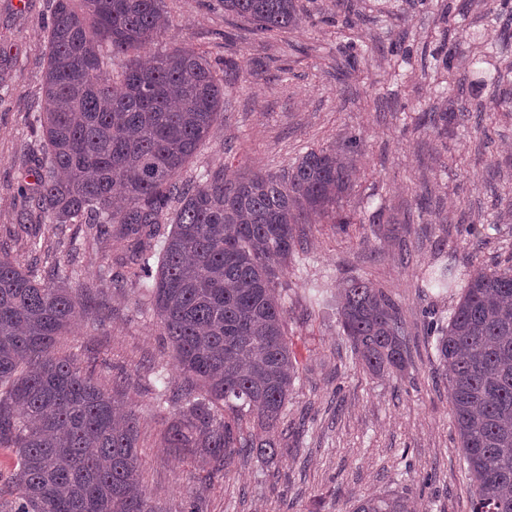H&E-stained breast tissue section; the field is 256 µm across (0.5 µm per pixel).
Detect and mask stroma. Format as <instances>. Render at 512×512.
<instances>
[{"label":"stroma","mask_w":512,"mask_h":512,"mask_svg":"<svg viewBox=\"0 0 512 512\" xmlns=\"http://www.w3.org/2000/svg\"><path fill=\"white\" fill-rule=\"evenodd\" d=\"M303 23L263 33L225 14L221 0H165L169 24L143 56L186 46L224 78V110L185 166L272 173L319 145L360 140L347 230L310 216L280 273L288 342L297 357L285 408L291 430L279 454L235 458L213 471L165 447L179 409L160 402L157 370L172 389L182 377L159 321L133 287L101 288L102 266L126 272L125 253L71 224L68 257L51 224L19 220V187L34 188L29 120L46 67L42 25L53 0H0V249L22 267L59 262L92 287L86 313L59 345L105 386L126 390L139 418L142 475L159 512H351L353 498L403 493L415 512H471L468 474L448 384L427 334L448 318L462 275L512 266V5L506 0H296ZM499 45L482 63L486 40ZM451 56V68L442 59ZM503 73L500 83L491 76ZM451 113L438 131L417 118ZM39 243L32 253L31 243ZM451 265L448 290L425 287V270ZM359 277L397 304L405 330L403 371L373 375L339 323L343 281ZM324 283L320 304L306 283Z\"/></svg>","instance_id":"35a3bbf8"}]
</instances>
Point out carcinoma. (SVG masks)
<instances>
[{
  "mask_svg": "<svg viewBox=\"0 0 512 512\" xmlns=\"http://www.w3.org/2000/svg\"><path fill=\"white\" fill-rule=\"evenodd\" d=\"M224 12L264 32L299 24L295 0H223ZM167 23L164 0H55L46 69L32 121L37 187L23 221L83 224L129 253L127 274L160 319L187 384L159 400L181 404L168 446L227 467L239 455L272 457L296 374L288 345L282 262L296 225L339 206L353 185L347 147L310 149L283 174L184 179L224 111V81L189 48L134 64L120 84L101 78L109 57L139 51ZM120 225L112 236V225ZM452 270L428 273L448 287ZM60 272L25 271L0 253V447L17 449L14 512H157L142 488L135 412L119 393L58 355L57 342L88 303ZM352 352L373 373L405 364L398 306L360 278L341 291ZM439 364L474 483L473 512H512V268H479L448 323L435 324ZM257 420L261 432L246 434ZM354 512H411L392 492L358 498Z\"/></svg>",
  "mask_w": 512,
  "mask_h": 512,
  "instance_id": "carcinoma-1",
  "label": "carcinoma"
}]
</instances>
